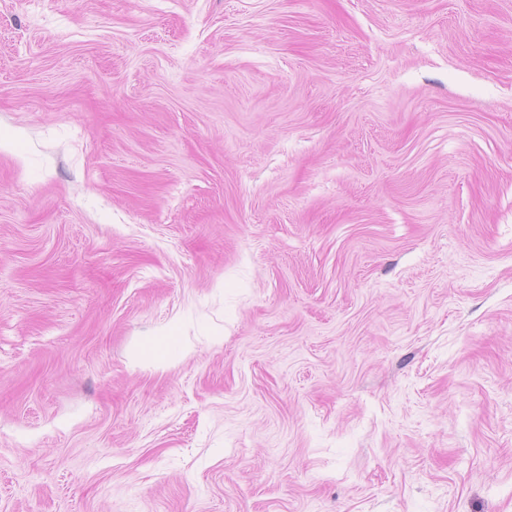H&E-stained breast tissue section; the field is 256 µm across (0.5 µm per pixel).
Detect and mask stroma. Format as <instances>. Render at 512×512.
Listing matches in <instances>:
<instances>
[{
	"mask_svg": "<svg viewBox=\"0 0 512 512\" xmlns=\"http://www.w3.org/2000/svg\"><path fill=\"white\" fill-rule=\"evenodd\" d=\"M0 512H512V0H0Z\"/></svg>",
	"mask_w": 512,
	"mask_h": 512,
	"instance_id": "1",
	"label": "stroma"
}]
</instances>
